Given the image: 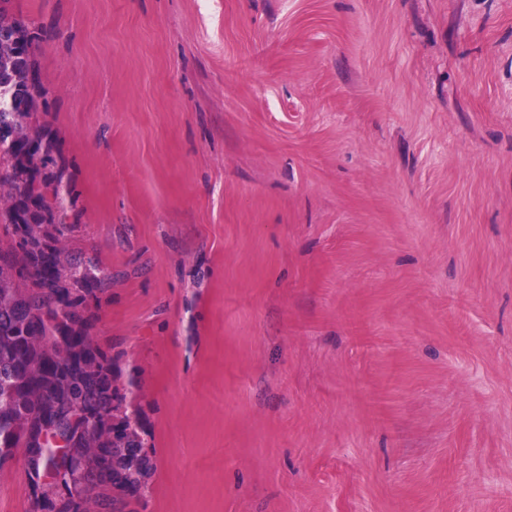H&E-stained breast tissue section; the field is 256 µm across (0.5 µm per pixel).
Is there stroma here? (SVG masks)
I'll return each instance as SVG.
<instances>
[{"mask_svg":"<svg viewBox=\"0 0 512 512\" xmlns=\"http://www.w3.org/2000/svg\"><path fill=\"white\" fill-rule=\"evenodd\" d=\"M8 8L139 512H512V0Z\"/></svg>","mask_w":512,"mask_h":512,"instance_id":"1","label":"stroma"}]
</instances>
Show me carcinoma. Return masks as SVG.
I'll use <instances>...</instances> for the list:
<instances>
[{
	"mask_svg": "<svg viewBox=\"0 0 512 512\" xmlns=\"http://www.w3.org/2000/svg\"><path fill=\"white\" fill-rule=\"evenodd\" d=\"M0 0V470L22 452L31 512H104L110 495L144 497L154 463L117 385L120 354L88 335L85 303L104 292L96 265L64 254L69 178L34 105L29 24Z\"/></svg>",
	"mask_w": 512,
	"mask_h": 512,
	"instance_id": "1",
	"label": "carcinoma"
}]
</instances>
